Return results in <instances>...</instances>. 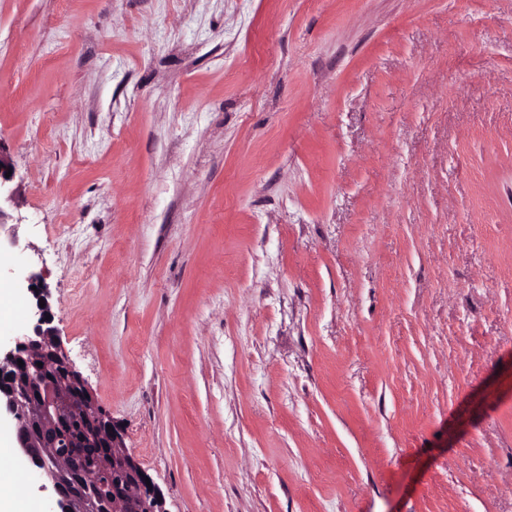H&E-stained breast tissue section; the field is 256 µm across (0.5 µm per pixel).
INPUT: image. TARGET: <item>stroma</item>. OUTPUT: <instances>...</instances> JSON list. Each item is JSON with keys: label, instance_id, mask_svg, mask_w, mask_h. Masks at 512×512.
Returning a JSON list of instances; mask_svg holds the SVG:
<instances>
[{"label": "stroma", "instance_id": "1", "mask_svg": "<svg viewBox=\"0 0 512 512\" xmlns=\"http://www.w3.org/2000/svg\"><path fill=\"white\" fill-rule=\"evenodd\" d=\"M0 152L166 512H512V0H0Z\"/></svg>", "mask_w": 512, "mask_h": 512}]
</instances>
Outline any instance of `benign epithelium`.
<instances>
[{"label":"benign epithelium","instance_id":"obj_1","mask_svg":"<svg viewBox=\"0 0 512 512\" xmlns=\"http://www.w3.org/2000/svg\"><path fill=\"white\" fill-rule=\"evenodd\" d=\"M10 170V158L0 151V231L10 219L7 207L17 205ZM18 248L14 224L0 235V253ZM22 283L33 297V322L16 335L13 346L0 350V413L13 418L17 448L41 487L53 491L51 512H165L160 491L146 484L149 474L126 448L121 430L99 409L82 375L57 344L53 320L47 319L50 306H40L49 296L42 273L27 270ZM75 419L93 424L83 444L99 452L89 463L69 450V427ZM75 475L82 479L78 494L71 488ZM114 476L121 480L112 481Z\"/></svg>","mask_w":512,"mask_h":512}]
</instances>
